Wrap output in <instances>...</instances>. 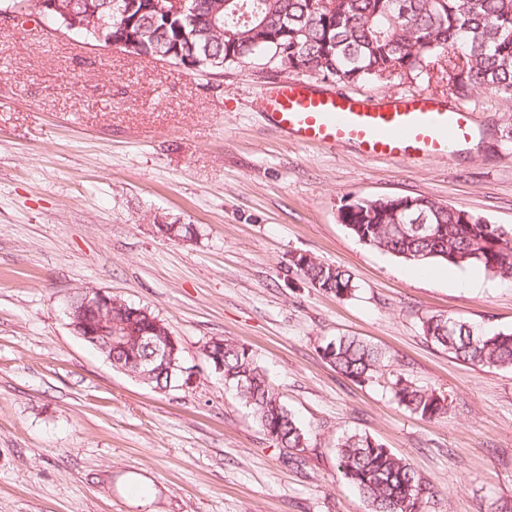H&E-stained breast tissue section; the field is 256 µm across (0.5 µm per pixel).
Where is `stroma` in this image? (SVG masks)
<instances>
[{"mask_svg":"<svg viewBox=\"0 0 512 512\" xmlns=\"http://www.w3.org/2000/svg\"><path fill=\"white\" fill-rule=\"evenodd\" d=\"M292 78L272 59L198 72L0 19V512H370L338 469L348 432L411 464L431 488L422 512H512V369L463 363L423 332L438 314L512 330V279L459 287L472 268L406 262L339 220L358 199L421 195L512 228V99L453 95L437 62L349 85L303 74L474 114L470 150L368 161L266 125ZM299 253L347 270L354 295L291 272ZM85 289L162 320L190 384L158 392L75 336L65 307ZM342 335L382 349V377L323 358ZM213 338L252 349L308 447L273 446L205 361ZM398 377L444 398V417L399 405Z\"/></svg>","mask_w":512,"mask_h":512,"instance_id":"stroma-1","label":"stroma"}]
</instances>
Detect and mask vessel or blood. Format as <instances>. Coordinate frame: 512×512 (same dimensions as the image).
I'll use <instances>...</instances> for the list:
<instances>
[{
    "label": "vessel or blood",
    "mask_w": 512,
    "mask_h": 512,
    "mask_svg": "<svg viewBox=\"0 0 512 512\" xmlns=\"http://www.w3.org/2000/svg\"><path fill=\"white\" fill-rule=\"evenodd\" d=\"M275 131L303 145H355L368 159L408 164L467 150L476 137L472 113L419 95L387 101L311 89L292 80L265 103Z\"/></svg>",
    "instance_id": "vessel-or-blood-1"
}]
</instances>
